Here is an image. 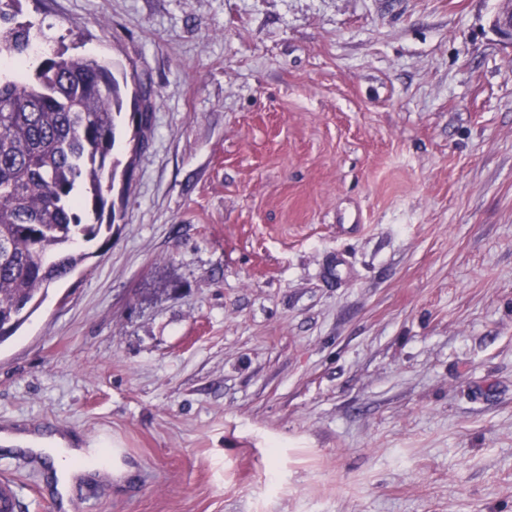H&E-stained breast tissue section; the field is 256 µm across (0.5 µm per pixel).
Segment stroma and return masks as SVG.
Listing matches in <instances>:
<instances>
[{
	"label": "stroma",
	"instance_id": "35a3bbf8",
	"mask_svg": "<svg viewBox=\"0 0 512 512\" xmlns=\"http://www.w3.org/2000/svg\"><path fill=\"white\" fill-rule=\"evenodd\" d=\"M499 0H20L144 147L103 254L0 343V432L117 448L70 512H512ZM20 512H61L0 445ZM137 95L134 99L133 112H124L128 119V124L131 125L135 134L138 135V145L140 147L143 146L144 143V131L149 128L151 124V112L148 111V108L141 110L139 104L137 103Z\"/></svg>",
	"mask_w": 512,
	"mask_h": 512
}]
</instances>
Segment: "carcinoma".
I'll return each instance as SVG.
<instances>
[{
	"label": "carcinoma",
	"instance_id": "obj_1",
	"mask_svg": "<svg viewBox=\"0 0 512 512\" xmlns=\"http://www.w3.org/2000/svg\"><path fill=\"white\" fill-rule=\"evenodd\" d=\"M31 23L0 7V54L21 64L0 76V330L13 336L48 287L89 254L75 252L112 233L119 82L107 64L55 53L28 64ZM128 124L144 143L151 112L134 104Z\"/></svg>",
	"mask_w": 512,
	"mask_h": 512
}]
</instances>
